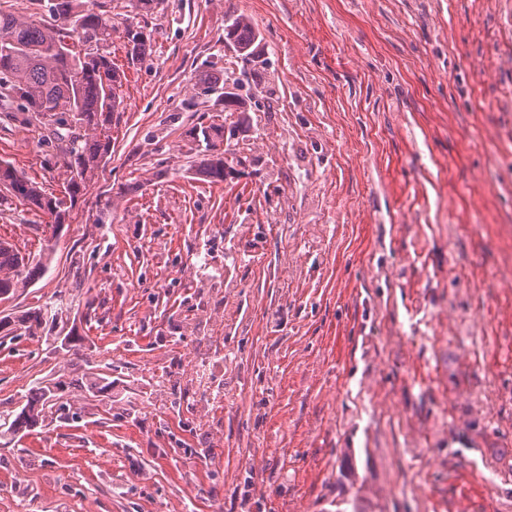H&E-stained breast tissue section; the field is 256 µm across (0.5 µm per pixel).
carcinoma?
Segmentation results:
<instances>
[{
    "instance_id": "1",
    "label": "carcinoma",
    "mask_w": 512,
    "mask_h": 512,
    "mask_svg": "<svg viewBox=\"0 0 512 512\" xmlns=\"http://www.w3.org/2000/svg\"><path fill=\"white\" fill-rule=\"evenodd\" d=\"M51 21L21 19L0 11V122L34 127L38 144L64 176L61 197L45 194L39 183L27 178L12 163L0 160V188L20 204L41 211L50 218V228H58L94 180L112 152V118L122 107L117 90L125 73L112 63L115 27L112 18L86 6L84 0H47ZM126 56L135 64L149 55L150 37L138 25L127 24L122 31ZM224 41L242 58L257 55V34L249 17L238 14L224 25ZM224 117L236 118L235 125L247 121V100L230 92L223 102ZM224 126L199 125L193 138H202L196 174L204 181H225ZM47 251L23 255L12 244L0 240V299L8 300L18 289L27 288L43 276L50 258ZM48 305L31 308L21 315L0 320V330L12 325L24 333L42 324ZM64 382L54 387L38 386L25 395V403L10 421L13 434L28 431L43 422L47 413L66 409L60 392ZM85 398H98L112 390L109 378L96 374L78 384Z\"/></svg>"
}]
</instances>
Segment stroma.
<instances>
[{
    "instance_id": "35a3bbf8",
    "label": "stroma",
    "mask_w": 512,
    "mask_h": 512,
    "mask_svg": "<svg viewBox=\"0 0 512 512\" xmlns=\"http://www.w3.org/2000/svg\"><path fill=\"white\" fill-rule=\"evenodd\" d=\"M91 4L145 26L151 52L129 64L113 37L112 154L46 273L0 302L64 307L0 337V424L35 382L102 372L112 395L70 389L68 419L0 433V512H443L458 432L512 512V0ZM237 14L258 33L248 66L224 45ZM226 70L255 93L251 162L212 185L189 131L223 122L203 80ZM0 158L60 194L27 129L0 127ZM47 221L0 199L21 252ZM201 334L243 388L225 382L198 429L169 395L192 387L180 353Z\"/></svg>"
}]
</instances>
